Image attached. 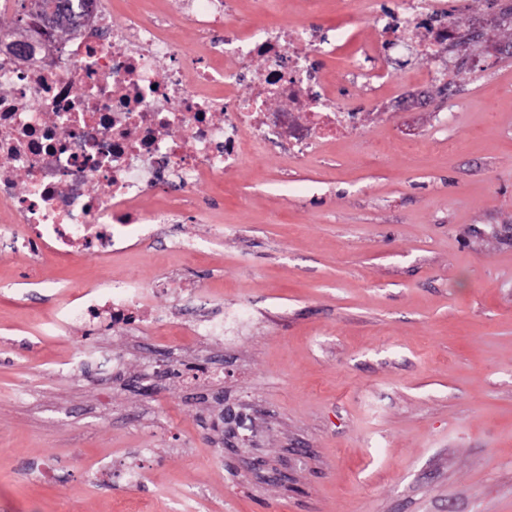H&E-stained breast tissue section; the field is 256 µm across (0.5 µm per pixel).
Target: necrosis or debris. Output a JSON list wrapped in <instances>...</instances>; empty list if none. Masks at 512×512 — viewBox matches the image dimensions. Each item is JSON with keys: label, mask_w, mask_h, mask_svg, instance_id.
Returning a JSON list of instances; mask_svg holds the SVG:
<instances>
[{"label": "necrosis or debris", "mask_w": 512, "mask_h": 512, "mask_svg": "<svg viewBox=\"0 0 512 512\" xmlns=\"http://www.w3.org/2000/svg\"><path fill=\"white\" fill-rule=\"evenodd\" d=\"M354 4L370 37L336 26L322 34L315 8L275 26L259 10L241 27L228 0H181L176 15L142 14L118 31L96 0L90 20L63 38L31 21L28 57L0 40V223L24 229L9 236L11 251H126L168 223V213L141 206L162 189L223 180L264 151L305 157L356 132L359 114L328 89L323 58L349 48L342 66L382 85L391 74L379 59H433L455 36L446 0H402L389 14L373 0ZM181 24L204 38L199 52L185 53L171 38ZM242 82L251 87L245 98L236 93ZM143 294L134 282L107 281L76 295L59 326L104 319L120 333L137 322L162 324Z\"/></svg>", "instance_id": "1"}]
</instances>
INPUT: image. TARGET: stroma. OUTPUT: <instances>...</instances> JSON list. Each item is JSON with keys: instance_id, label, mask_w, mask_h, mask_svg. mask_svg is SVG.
Masks as SVG:
<instances>
[{"instance_id": "stroma-1", "label": "stroma", "mask_w": 512, "mask_h": 512, "mask_svg": "<svg viewBox=\"0 0 512 512\" xmlns=\"http://www.w3.org/2000/svg\"><path fill=\"white\" fill-rule=\"evenodd\" d=\"M448 23L384 88L325 71L360 134L158 195L127 251L0 260V512H512V0ZM436 66L430 109L388 105ZM109 277L164 281L170 325L51 324ZM190 288L243 329L190 344Z\"/></svg>"}]
</instances>
